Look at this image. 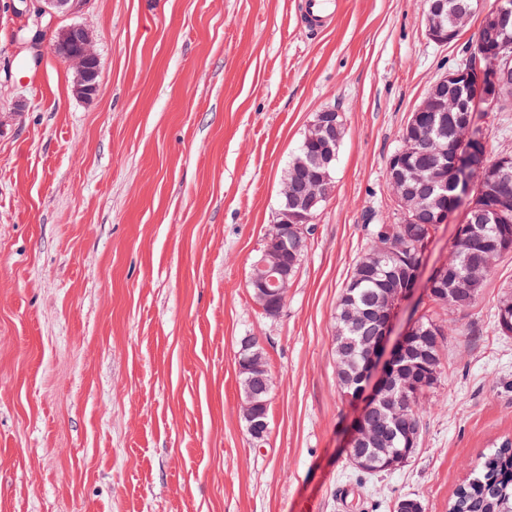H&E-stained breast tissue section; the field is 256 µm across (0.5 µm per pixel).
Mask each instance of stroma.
<instances>
[{"label": "stroma", "mask_w": 512, "mask_h": 512, "mask_svg": "<svg viewBox=\"0 0 512 512\" xmlns=\"http://www.w3.org/2000/svg\"><path fill=\"white\" fill-rule=\"evenodd\" d=\"M0 0V512H448L482 454L512 440V293L500 258L473 307L442 311V374L399 470L359 473L362 405L336 383L334 316L366 243L393 221L387 164L482 16L440 46L417 0H342L313 31L301 0H90L101 94L23 48ZM344 126L334 191L282 313L248 286L281 182L316 112ZM273 379L270 425L243 418L238 348ZM494 329L503 336L512 335V295L503 297L497 307L493 320Z\"/></svg>", "instance_id": "stroma-1"}]
</instances>
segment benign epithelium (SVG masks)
Listing matches in <instances>:
<instances>
[{"label":"benign epithelium","instance_id":"1","mask_svg":"<svg viewBox=\"0 0 512 512\" xmlns=\"http://www.w3.org/2000/svg\"><path fill=\"white\" fill-rule=\"evenodd\" d=\"M88 0H11L10 7L16 14L35 13L37 25H42L45 16L50 20L58 17H72L81 13ZM474 12L473 4L465 0L458 4L453 14L445 12V0H432L424 14L426 35L433 42L445 45L454 40L461 26ZM484 21L502 32H507L512 22V11L501 6L485 12ZM50 48L53 53L72 70L74 75L72 91L82 98H93L100 90V65L94 39L89 31L80 24H70L61 28L55 35ZM474 55L487 60L485 69L476 70L478 85L483 88L485 97L496 104L512 103V54L500 48L491 50L483 42L482 31H477L471 44ZM429 112L456 113L457 132L460 141L475 145L480 142L476 133V100L470 86L467 71L462 68L449 70L431 86L420 104L412 113L407 126L419 133L418 143L432 141L440 154H446V143L441 135L425 123ZM336 111L323 109L312 121L306 142L316 144L327 156L336 155ZM412 148L406 146L395 152L388 161L390 183L400 207V215L406 224L418 220L427 207L432 190L439 184L440 178L428 173L410 162ZM512 177V160L504 158L492 167L480 180L466 184L465 192L471 195L469 209L477 207V202L492 196V187L499 181ZM331 178L327 172L320 178L307 183L296 193L286 208L277 212L278 224H309L313 216L312 208L324 199L325 190L330 186ZM287 252L286 240L277 234L265 239V248L260 259L253 264L251 283L255 288V300L260 308L273 304L274 300L284 297L290 283L291 272L288 264L282 261ZM409 287L397 291L392 302L380 313L381 328L379 335L359 345L362 365L355 368L353 356L345 351L341 372L351 376L357 382L353 400L363 402V407L383 406L391 417L400 421L411 408L407 393L417 384L414 366H405L401 360L408 356L415 360V366L426 369L436 367L440 362L439 330L429 329L430 340L425 346L415 344L412 334L415 326L393 336L394 317L400 303L416 290L420 281L417 267L408 271ZM268 379L264 370L257 368L249 377L250 395L244 401V417L248 428L254 434H263L267 423L264 421L263 407L266 402L259 394L266 389ZM379 435L371 432L361 422H356L347 435L349 459L358 468L374 463L389 471L404 466L411 457L413 449L377 448Z\"/></svg>","mask_w":512,"mask_h":512}]
</instances>
